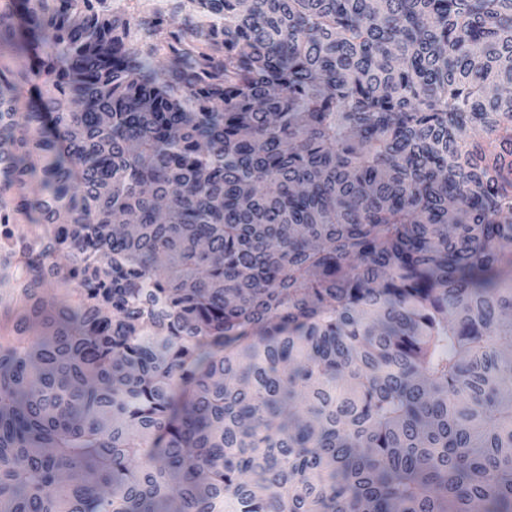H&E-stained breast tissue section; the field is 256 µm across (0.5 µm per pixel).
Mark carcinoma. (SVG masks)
I'll list each match as a JSON object with an SVG mask.
<instances>
[{"label":"carcinoma","instance_id":"cac0c4a2","mask_svg":"<svg viewBox=\"0 0 512 512\" xmlns=\"http://www.w3.org/2000/svg\"><path fill=\"white\" fill-rule=\"evenodd\" d=\"M106 2L0 0V512H512V0ZM172 0H112L108 1V12L104 16H110L113 13L118 15L130 16L131 14L146 17L154 11L171 12Z\"/></svg>","mask_w":512,"mask_h":512}]
</instances>
